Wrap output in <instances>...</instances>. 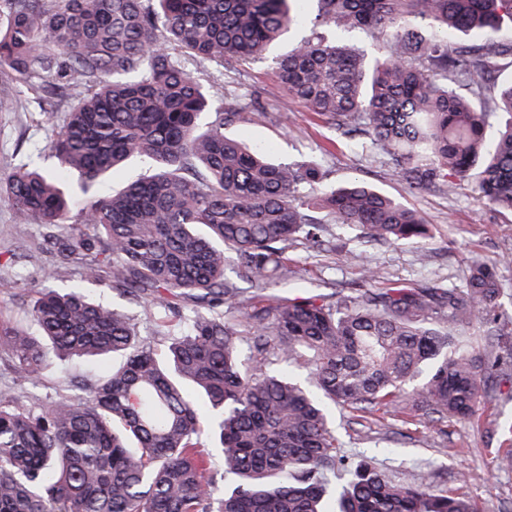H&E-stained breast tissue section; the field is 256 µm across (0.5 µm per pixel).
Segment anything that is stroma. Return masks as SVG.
<instances>
[{
  "mask_svg": "<svg viewBox=\"0 0 512 512\" xmlns=\"http://www.w3.org/2000/svg\"><path fill=\"white\" fill-rule=\"evenodd\" d=\"M215 81L230 93L258 92L267 111L264 123L232 127L231 135L264 148L274 160H310L321 165L330 184L359 178L416 210L430 235L419 244L360 243L340 224L328 225L326 251L293 243L287 251L288 279L267 289L266 299L297 293L334 298L342 288L362 283L364 268L392 283L433 279L462 283L472 260L496 264L512 313V211L489 206L470 188L448 193L436 188L415 190L396 176L386 159L355 150L332 126L290 100L271 64L255 60L212 68ZM45 130L39 113L0 109V177L14 168L15 156L43 146ZM40 225L19 222L8 202L0 201V321L26 320L27 299L16 285L21 270L14 260L18 242L40 238ZM92 375L95 367L50 358L38 393H68L74 372ZM336 431L347 455L372 454L393 479L427 486L434 492L458 490L474 501L478 512H512V471L500 470L497 458L512 448V380L481 398L474 419L431 421L411 401H403L359 417L352 409H336Z\"/></svg>",
  "mask_w": 512,
  "mask_h": 512,
  "instance_id": "1",
  "label": "stroma"
}]
</instances>
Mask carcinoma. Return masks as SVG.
Here are the masks:
<instances>
[{
	"mask_svg": "<svg viewBox=\"0 0 512 512\" xmlns=\"http://www.w3.org/2000/svg\"><path fill=\"white\" fill-rule=\"evenodd\" d=\"M506 14L512 0H0V68L60 108L45 144L57 169L35 167L39 150L0 179V199L41 225L36 249L52 256L20 277L26 293L40 286L28 305L40 334L1 324L0 348L35 387L51 354L103 369L52 402L0 391V512H476L372 457L347 462L331 407L390 406L419 378L426 413L471 418L512 373L496 269L476 262L459 286H395L367 269L368 288L239 320L240 284L259 294L284 279L288 244L323 246L325 224L388 244H418L428 227L363 182L333 186L313 161L275 164L227 135L266 118L258 96L224 97L186 60L241 63L306 22L310 34L274 59L288 98L389 158L411 188L467 184L512 210V121L490 134L492 114L512 116V81L496 75L512 44L487 37ZM330 27L366 31L371 50L329 39ZM134 160L149 173L95 191ZM67 266L81 275L61 292ZM89 285L185 329L160 356ZM464 326L480 331L478 350L459 344Z\"/></svg>",
	"mask_w": 512,
	"mask_h": 512,
	"instance_id": "cac0c4a2",
	"label": "carcinoma"
}]
</instances>
